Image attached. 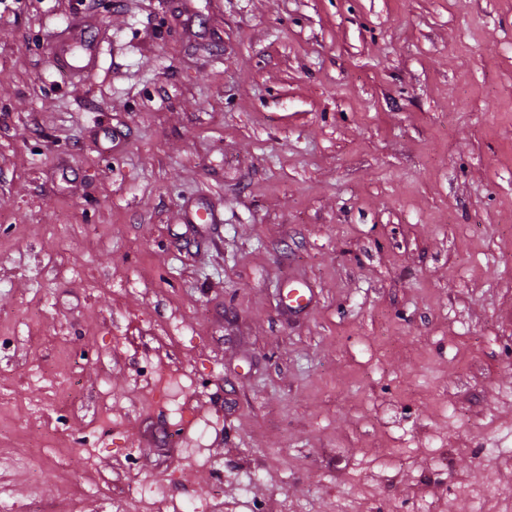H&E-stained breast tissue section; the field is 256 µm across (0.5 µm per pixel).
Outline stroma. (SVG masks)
<instances>
[{
  "label": "stroma",
  "instance_id": "stroma-1",
  "mask_svg": "<svg viewBox=\"0 0 512 512\" xmlns=\"http://www.w3.org/2000/svg\"><path fill=\"white\" fill-rule=\"evenodd\" d=\"M0 512H512V0H0Z\"/></svg>",
  "mask_w": 512,
  "mask_h": 512
}]
</instances>
